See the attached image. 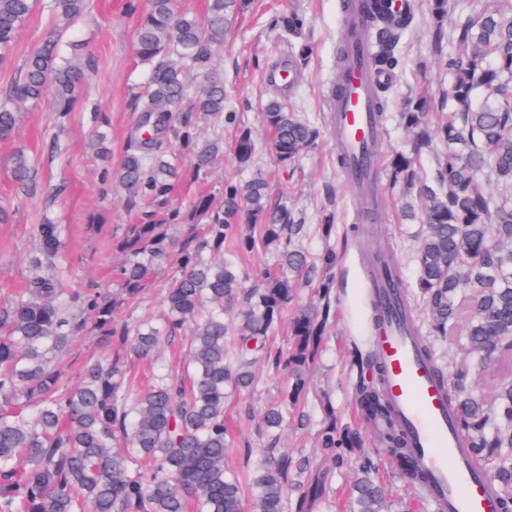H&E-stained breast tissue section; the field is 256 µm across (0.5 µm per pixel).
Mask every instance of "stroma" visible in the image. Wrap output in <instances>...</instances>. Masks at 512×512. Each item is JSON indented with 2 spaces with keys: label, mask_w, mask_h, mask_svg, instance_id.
Instances as JSON below:
<instances>
[{
  "label": "stroma",
  "mask_w": 512,
  "mask_h": 512,
  "mask_svg": "<svg viewBox=\"0 0 512 512\" xmlns=\"http://www.w3.org/2000/svg\"><path fill=\"white\" fill-rule=\"evenodd\" d=\"M341 0H248V6L224 39L218 66L232 95L239 119L250 126L257 139L254 168L267 180L271 192L288 187L290 202L307 216L323 207L336 213L331 241L308 229L301 247L317 254L325 244L336 247V306L338 315L321 359L311 368V393L288 413L280 448L293 457L307 456L320 468L328 461L314 445V433L323 419L322 400L336 411L338 428L350 427L361 435V451L376 458L378 479L389 489L391 512H432L426 498L404 485L394 464L379 456V425L366 421L357 410L359 390L374 380L372 369L351 368L347 355L351 345L369 344L371 314L364 288L361 255L365 248L390 249L401 269L406 286L416 277L415 227L400 217V193L383 189L381 223L367 225L361 244L346 243L345 234L358 218L344 180L336 169V144L331 135L326 92L336 74V49L344 38L340 21ZM416 19L403 41L404 69L394 77L388 96V110L400 109L405 96L429 93L441 99L448 85L433 56L425 0H416ZM145 0H90L89 11L73 31L91 60L84 94L73 106L68 129L57 135L52 98L26 105L20 113L15 143H0V206L9 207L11 221L0 224V303L24 288L34 271L28 256L37 245V226L58 224L65 257L62 283L81 288L90 283L104 286L112 282L117 257L112 240L124 225L133 223L135 212L127 202L119 182L99 181L100 162L93 155L91 140L96 129L110 136L112 169H119L127 139L135 129L138 115L132 100L144 75L137 63L135 27ZM291 9L306 14L309 26L304 38L311 47L307 65L296 66L294 85L271 81L274 70L294 63L292 40L270 25L273 14ZM51 17L36 7L30 20L17 34L13 60L0 68V94L13 86L25 57L39 44ZM290 101L296 111L314 121L322 132L317 149L305 154L294 168L282 169L262 128L260 112L271 96ZM25 146L35 160L39 188L36 194L21 197L11 176V156L15 145ZM101 216L103 226L89 227L91 216ZM251 388L229 392L224 414L235 429V441L224 459L226 468L243 469L247 459H259L266 447L262 413L278 395L283 378L266 364L256 367ZM336 494L334 512H345L351 492L354 468L330 469Z\"/></svg>",
  "instance_id": "35a3bbf8"
}]
</instances>
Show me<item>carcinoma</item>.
<instances>
[{
    "label": "carcinoma",
    "instance_id": "cac0c4a2",
    "mask_svg": "<svg viewBox=\"0 0 512 512\" xmlns=\"http://www.w3.org/2000/svg\"><path fill=\"white\" fill-rule=\"evenodd\" d=\"M35 0H0V64L14 52V38L28 22ZM245 0H206L204 18L175 0H148L136 28L137 55L148 73L135 96L139 122L124 154L120 179L135 222L112 239L120 261L112 268L116 288L91 283L63 288L53 267L61 240L56 224L37 227L35 270L24 291L0 305V512H316L326 503L327 473L313 459L278 452L279 430L308 390V371L321 357L336 316V248L311 256L298 248L306 232L300 211L272 200L258 172L226 180L220 198L200 193L172 200L186 174L200 180L224 156V123L237 122L224 75L215 63ZM54 20L26 57L12 90L0 99V141L16 139L20 106L47 95L55 100L56 124L65 131L70 106L86 77L75 63L83 51L69 31L88 9L87 0H47ZM373 51L370 70L393 74L399 46L415 19L387 17L383 0H363ZM427 0L435 56L448 75V113L431 125L434 100L407 97L395 121L407 147L385 168L389 185L416 202L405 216L419 224L415 297L426 319L416 324L433 373L449 385L466 447L495 463L492 481L503 512H512V19L495 0L478 13ZM275 26L300 37L307 18L290 11ZM448 55H443V47ZM387 87H374L376 130L387 121ZM212 138L203 141L199 122ZM270 148L286 168L317 145L319 128L279 98L261 113ZM253 131L238 127L234 154L242 170L253 166ZM433 159L427 176L422 155ZM12 177L22 194L37 192L34 162L26 150L13 154ZM335 212L318 213V229L330 238ZM270 253L278 271L247 285L241 259ZM378 255L366 252L372 312H377ZM172 269L160 324L130 329L123 313L137 305L162 265ZM310 302L296 306L286 355H271L266 341L279 328L301 289ZM465 328L466 347L477 365L496 368L491 401L468 391L470 366L450 373L438 364L428 337ZM88 335L112 348L108 362L86 361L74 384L61 381L58 359ZM186 340L183 370L164 368L140 388L134 362L154 358L163 343ZM286 375L278 399L264 412L267 448L253 471L224 467L231 447L224 422V393L251 388L258 358ZM361 415L383 425V451L401 480L420 489L423 475L409 461L405 431L393 418L382 377L362 391ZM318 448L343 466L359 447L357 433L340 431L322 401ZM377 464L364 456L350 495L349 512H389L386 490L375 480Z\"/></svg>",
    "mask_w": 512,
    "mask_h": 512
}]
</instances>
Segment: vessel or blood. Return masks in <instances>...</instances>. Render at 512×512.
Here are the masks:
<instances>
[{
	"instance_id": "vessel-or-blood-1",
	"label": "vessel or blood",
	"mask_w": 512,
	"mask_h": 512,
	"mask_svg": "<svg viewBox=\"0 0 512 512\" xmlns=\"http://www.w3.org/2000/svg\"><path fill=\"white\" fill-rule=\"evenodd\" d=\"M345 91L329 94L336 145L346 156L343 177L352 194H373L379 170L373 147L371 86L388 75H370L368 49L360 35L348 42ZM411 313L398 289L381 285L373 346L386 397L403 424L410 461L428 480L423 492L434 512H500L492 481L464 446L448 390L432 374L416 337Z\"/></svg>"
}]
</instances>
